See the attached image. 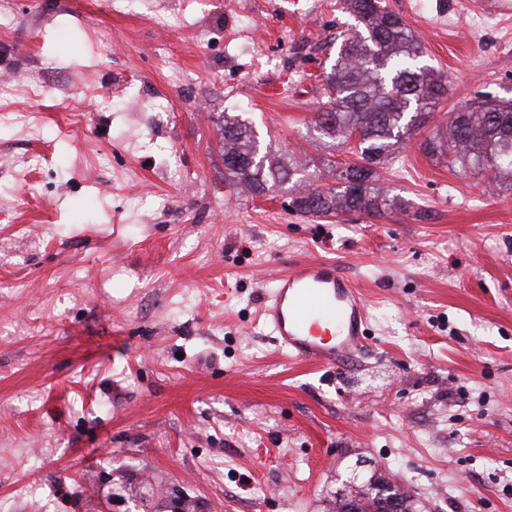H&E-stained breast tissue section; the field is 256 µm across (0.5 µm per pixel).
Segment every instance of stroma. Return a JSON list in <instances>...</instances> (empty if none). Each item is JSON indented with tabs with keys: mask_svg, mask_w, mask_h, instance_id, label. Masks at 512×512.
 Instances as JSON below:
<instances>
[{
	"mask_svg": "<svg viewBox=\"0 0 512 512\" xmlns=\"http://www.w3.org/2000/svg\"><path fill=\"white\" fill-rule=\"evenodd\" d=\"M382 2L448 94L378 170L403 211L319 218L228 184L216 118L334 184L349 156L306 128L339 0H0L8 512H328L374 475L416 512H512V189L422 149L460 105L512 100V16ZM301 258L366 302L365 347L332 367L259 313Z\"/></svg>",
	"mask_w": 512,
	"mask_h": 512,
	"instance_id": "1",
	"label": "stroma"
}]
</instances>
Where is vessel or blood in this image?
I'll use <instances>...</instances> for the list:
<instances>
[{
    "mask_svg": "<svg viewBox=\"0 0 512 512\" xmlns=\"http://www.w3.org/2000/svg\"><path fill=\"white\" fill-rule=\"evenodd\" d=\"M263 315L279 348L318 366L335 365L367 340L363 299L331 263L295 262L267 297Z\"/></svg>",
    "mask_w": 512,
    "mask_h": 512,
    "instance_id": "obj_1",
    "label": "vessel or blood"
}]
</instances>
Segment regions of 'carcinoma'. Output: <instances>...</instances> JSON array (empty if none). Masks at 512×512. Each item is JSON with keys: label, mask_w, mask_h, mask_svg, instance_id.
I'll return each mask as SVG.
<instances>
[{"label": "carcinoma", "mask_w": 512, "mask_h": 512, "mask_svg": "<svg viewBox=\"0 0 512 512\" xmlns=\"http://www.w3.org/2000/svg\"><path fill=\"white\" fill-rule=\"evenodd\" d=\"M358 29L345 38L324 73L328 101L313 131L345 145L360 135L357 161L336 170L339 184L315 186L290 198L297 213L368 216L403 210L400 199L376 185L377 168L395 147L424 127L447 95L441 78L421 64L422 48L404 20L379 0H342ZM224 179L254 196L302 180L293 162L269 158L251 126L234 119L219 125ZM430 159L478 175L488 184L512 185V101L478 97L452 112L448 126L423 143ZM336 512H415L411 496L381 478L368 490L340 500Z\"/></svg>", "instance_id": "cac0c4a2"}]
</instances>
